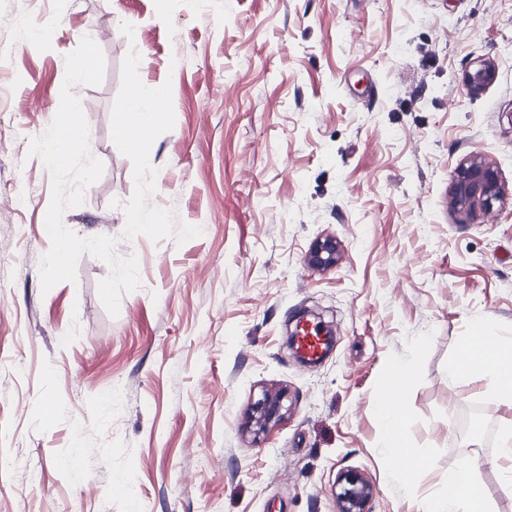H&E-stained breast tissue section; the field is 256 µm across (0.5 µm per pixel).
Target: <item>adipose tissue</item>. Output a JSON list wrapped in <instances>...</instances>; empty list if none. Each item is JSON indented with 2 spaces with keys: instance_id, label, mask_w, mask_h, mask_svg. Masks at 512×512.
<instances>
[{
  "instance_id": "obj_1",
  "label": "adipose tissue",
  "mask_w": 512,
  "mask_h": 512,
  "mask_svg": "<svg viewBox=\"0 0 512 512\" xmlns=\"http://www.w3.org/2000/svg\"><path fill=\"white\" fill-rule=\"evenodd\" d=\"M484 351H464L450 367L454 377L477 379L486 382L490 395L512 404V341L485 335ZM389 376L397 377L393 388L394 403L381 406L385 439L383 453L396 459L397 451L407 448L405 439L407 419L398 402L411 378L408 364L391 362L387 368ZM424 512H490L489 494L468 468L450 470L441 492L430 500Z\"/></svg>"
}]
</instances>
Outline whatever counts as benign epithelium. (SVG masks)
Instances as JSON below:
<instances>
[{"mask_svg": "<svg viewBox=\"0 0 512 512\" xmlns=\"http://www.w3.org/2000/svg\"><path fill=\"white\" fill-rule=\"evenodd\" d=\"M495 76L493 65H479L466 79L470 91L476 92L490 83ZM503 196V187L498 171L479 157H473L458 165L452 175L450 206L457 212L470 217L479 211L489 212ZM339 251L336 240L331 236L318 239L311 247L307 262L310 266L329 269L336 266ZM281 397L264 395L251 408L250 428L259 435L266 432L271 424L281 419ZM336 493L340 510L338 512H368L372 498L370 482L359 472L346 471L337 480Z\"/></svg>", "mask_w": 512, "mask_h": 512, "instance_id": "obj_1", "label": "benign epithelium"}]
</instances>
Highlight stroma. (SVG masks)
I'll return each mask as SVG.
<instances>
[{
	"label": "stroma",
	"instance_id": "35a3bbf8",
	"mask_svg": "<svg viewBox=\"0 0 512 512\" xmlns=\"http://www.w3.org/2000/svg\"><path fill=\"white\" fill-rule=\"evenodd\" d=\"M0 0V512H336V476L364 473L370 512H419L471 462L491 512H512L501 448L512 416L450 376L460 337L512 339V0ZM134 27L126 38L121 23ZM100 85L76 86L102 178L63 225L117 238L140 287L103 307L108 265L43 290L51 177L31 138L61 100L84 36ZM171 82L155 141V206L201 227L185 243L122 240L132 162L111 138L129 50ZM494 81L470 92L469 72ZM479 156L504 188L493 213L449 205ZM334 236L336 267L315 269ZM331 330L311 365L298 315ZM411 368L406 439L430 462L408 482L381 451L378 394ZM282 419L246 428L264 394ZM495 430L475 438L465 410ZM339 251L336 240L331 236L318 239L311 247L307 262L310 266L329 269L336 266Z\"/></svg>",
	"mask_w": 512,
	"mask_h": 512
}]
</instances>
